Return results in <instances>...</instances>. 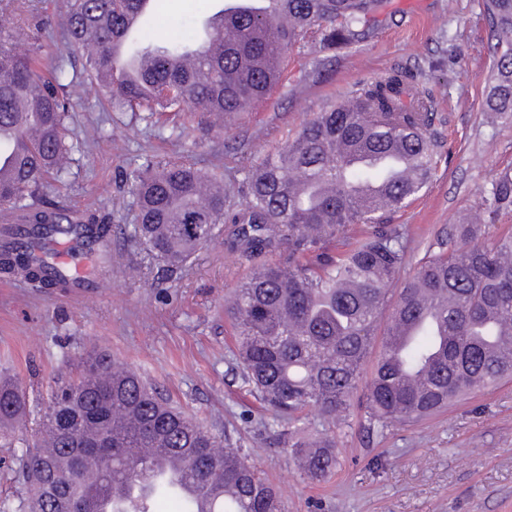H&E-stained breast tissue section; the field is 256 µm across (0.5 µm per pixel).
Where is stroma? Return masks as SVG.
Instances as JSON below:
<instances>
[{"label": "stroma", "instance_id": "1", "mask_svg": "<svg viewBox=\"0 0 512 512\" xmlns=\"http://www.w3.org/2000/svg\"><path fill=\"white\" fill-rule=\"evenodd\" d=\"M223 0H153L138 38H189L195 23ZM485 0H385L368 39L324 52L307 38L289 55L281 83L253 112L211 117L209 131L145 127L129 112L102 106L96 83L70 89V133L99 128L75 164L63 202L107 215L112 262L102 269L85 254L90 278L107 288L82 296L36 293L0 280V373L23 391L37 422L58 378L74 372L91 348L149 379L175 405L229 447L248 450L281 496L282 512H512V382L476 393L448 412L387 436L360 423L337 433L340 466L321 484L302 482L288 453L263 443L258 403L234 363L235 340L224 299L236 273L224 264V239L214 238L191 269L170 275L129 238L132 213L126 173L142 155L184 158L207 170L219 165L240 190L237 151L264 154L293 136L300 124L391 66H406L434 95V128L441 143L437 175L403 212L408 261L448 225L472 218L499 170L512 167V123L486 106L497 39L484 17ZM327 64L320 76L312 69Z\"/></svg>", "mask_w": 512, "mask_h": 512}]
</instances>
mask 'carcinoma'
I'll return each instance as SVG.
<instances>
[{
    "mask_svg": "<svg viewBox=\"0 0 512 512\" xmlns=\"http://www.w3.org/2000/svg\"><path fill=\"white\" fill-rule=\"evenodd\" d=\"M140 0H66L67 45L84 57L83 75L103 87L107 103L151 126L173 115L172 131L202 127L213 113L235 117L254 110L279 84L288 53L309 34L322 48L354 45L376 22L383 0H276L288 18L246 15L234 22L237 44L214 56L178 64L193 40L164 44L122 40ZM16 17L0 27V207L19 217L17 233L52 241L68 237L90 249L107 247L110 225L42 198L50 183H65L83 142L69 135L77 81L64 54L40 61L43 23L35 0H0ZM485 18L498 37L489 111L512 119V0H485ZM149 55L132 76L114 54ZM433 112L415 76L398 65L360 82L346 99L316 112L295 135L259 158L242 152L243 199L230 201L224 171H203L187 160L145 159L126 174L130 237L177 274L217 234L227 257L246 266L224 299L235 330L234 360L269 419L261 422L269 448H288L300 476L321 482L338 464L336 427L349 423L351 398L364 386V428L383 436L413 425L512 378V230L493 228L512 214V169L496 173L478 217L448 225L408 272L407 230L395 216L429 187L437 173ZM361 154H395L400 168L388 179ZM210 183L217 192L202 194ZM0 278L35 291L72 287L47 256L12 234L0 237ZM421 320L408 342L399 324ZM94 348L83 354L76 379L57 385L32 445L19 464L26 495L0 512H74L105 497L117 481L140 491L112 501L111 512H153L159 495L175 494L182 476L149 483L151 462L141 448H179L185 472L201 487H219L213 512H281L276 489L251 454L171 404L129 368ZM317 437L305 435L308 415ZM28 421L16 383L0 377V434ZM77 448L70 467L44 451ZM224 449L217 454L215 449ZM112 456L95 487L82 483L79 462Z\"/></svg>",
    "mask_w": 512,
    "mask_h": 512,
    "instance_id": "cac0c4a2",
    "label": "carcinoma"
}]
</instances>
